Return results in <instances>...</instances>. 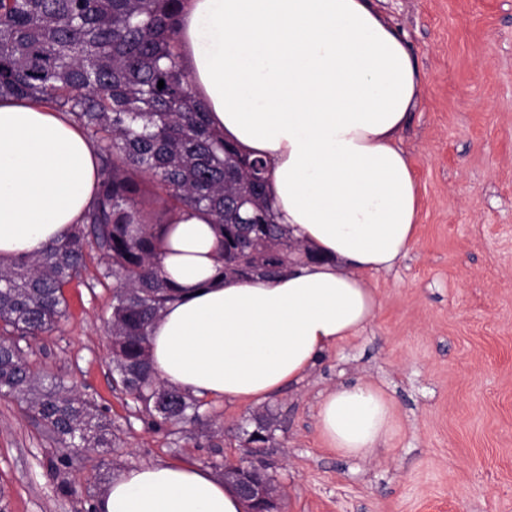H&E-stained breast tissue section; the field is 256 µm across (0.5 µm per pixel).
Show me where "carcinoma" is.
Here are the masks:
<instances>
[{
  "label": "carcinoma",
  "mask_w": 512,
  "mask_h": 512,
  "mask_svg": "<svg viewBox=\"0 0 512 512\" xmlns=\"http://www.w3.org/2000/svg\"><path fill=\"white\" fill-rule=\"evenodd\" d=\"M179 2L0 0V97L70 116L94 143L101 171L83 223L0 264V395L21 399L64 448H110L117 435L91 402L33 371L19 342L65 317L63 288L80 275L87 248L102 253L113 277V384L140 412L201 428L200 400L161 381L149 361L148 328L174 295L160 271L174 226L168 214L203 209L213 217L226 277L271 278L316 260L274 221L264 161L242 158L210 127L178 61ZM275 427L268 411L238 433L249 445L260 435L273 443Z\"/></svg>",
  "instance_id": "1"
}]
</instances>
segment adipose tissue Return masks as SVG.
I'll return each instance as SVG.
<instances>
[{
	"instance_id": "ef3b65f1",
	"label": "adipose tissue",
	"mask_w": 512,
	"mask_h": 512,
	"mask_svg": "<svg viewBox=\"0 0 512 512\" xmlns=\"http://www.w3.org/2000/svg\"><path fill=\"white\" fill-rule=\"evenodd\" d=\"M180 63L213 130L267 163L277 223L320 262L273 279L219 275L207 214L178 212L161 259L175 298L149 328L152 368L197 397L260 404L303 381L376 315L367 274L418 243L420 197L397 136L423 84L375 0H182ZM99 174L94 144L63 113L0 98V262L82 223ZM317 429L366 460L398 433L370 382L319 394ZM235 488L185 463L113 478L98 512H249Z\"/></svg>"
}]
</instances>
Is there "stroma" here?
<instances>
[{
	"mask_svg": "<svg viewBox=\"0 0 512 512\" xmlns=\"http://www.w3.org/2000/svg\"><path fill=\"white\" fill-rule=\"evenodd\" d=\"M407 36L423 94L400 133L422 201L419 242L367 280L380 305L360 336L307 380L259 406L206 401L205 430L158 425L112 387V277L89 250L64 289L67 313L23 340L33 367L75 389L117 428L108 452L64 448L0 396V512H91L118 472L240 462L234 428L272 412L267 456L282 512H512V0H383ZM372 382L399 433L368 461L325 451L320 391Z\"/></svg>",
	"mask_w": 512,
	"mask_h": 512,
	"instance_id": "stroma-1",
	"label": "stroma"
}]
</instances>
